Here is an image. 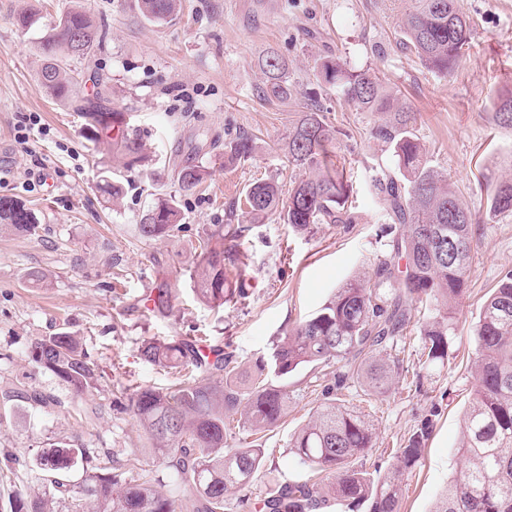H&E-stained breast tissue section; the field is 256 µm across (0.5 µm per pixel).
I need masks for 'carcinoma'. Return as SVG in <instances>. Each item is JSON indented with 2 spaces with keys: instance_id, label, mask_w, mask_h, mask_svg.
Instances as JSON below:
<instances>
[{
  "instance_id": "1",
  "label": "carcinoma",
  "mask_w": 512,
  "mask_h": 512,
  "mask_svg": "<svg viewBox=\"0 0 512 512\" xmlns=\"http://www.w3.org/2000/svg\"><path fill=\"white\" fill-rule=\"evenodd\" d=\"M137 8L149 20L171 21L180 11V0H137ZM474 30L475 22L459 10L456 0H410L398 19L396 46L429 72L446 77L472 47ZM103 37V29L85 8L77 4L65 10L40 41V85L60 101L75 97L83 78L71 62L87 59ZM262 70L261 97L294 100L283 57L275 52L266 56ZM314 70L325 91L336 90L340 106L375 114L371 137L396 159L395 170H376L369 182L391 223L402 228L377 256L373 277L350 281L315 315L285 330L270 359L254 363L245 389L224 360L210 369L203 366L190 342L177 337L144 341L141 356L177 375L166 389L140 388L130 397L153 455L129 459L130 476L125 477L110 455L96 458L87 468L82 449L53 444L34 459L42 489L17 491L10 512H224L228 489L254 482L265 458V450L257 445L224 448L226 413L243 414L244 424L255 433L273 427L288 406V378L308 367L333 366L339 388L357 379L371 396L387 397L399 365L393 348L412 323L417 302L435 303V316L417 327L422 369L448 360L454 331L451 309L467 286L474 226L483 219L512 215V176L491 186L485 217L478 216L448 175L428 164L415 130L416 113L391 102L375 69L354 68L338 56L316 60ZM328 112L326 98L310 96L288 128L282 146L289 164L300 171L289 183L288 197L277 183L256 181L230 202L226 223L211 225L197 240L191 275L197 300L220 308L234 294L244 295L239 254L224 249V241L239 243L249 230L234 223L240 210L253 223L276 214L298 234L310 233L319 224L352 223L357 191L347 171L349 161L337 148L340 129ZM114 114L111 109L83 112L85 129L96 138L110 134ZM494 119L512 127V90L498 96ZM139 151L140 143L128 131L112 137L113 156L133 163ZM253 151V139L246 134L224 143L229 163L245 162ZM175 173L179 186L187 190L206 179L198 165H183ZM180 219L175 199H161L134 232L140 239L156 241L177 229ZM2 222L30 236L39 229L35 212L8 196L0 197ZM173 302L171 286L158 284L153 310L169 312ZM474 341L476 388L461 432L463 465L448 481L435 512H512V272L484 302ZM30 358L76 395L89 392L98 381L97 364L69 332L38 340ZM430 427V420L422 422L399 449L395 468L375 478L355 467L375 445L372 424L362 412L333 397L290 441L302 465L330 475L332 482L297 480L271 487L262 510L316 512L334 500L349 510L366 503L368 512H398ZM161 469L178 481L179 495L162 490Z\"/></svg>"
}]
</instances>
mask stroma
Returning a JSON list of instances; mask_svg holds the SVG:
<instances>
[{
    "mask_svg": "<svg viewBox=\"0 0 512 512\" xmlns=\"http://www.w3.org/2000/svg\"><path fill=\"white\" fill-rule=\"evenodd\" d=\"M70 2L0 0V196L24 201L40 222L33 237L0 225V462H13L12 473L0 479V512H8L15 491L35 485L31 461L49 444L119 462L150 453L124 390L161 388L172 376L142 359L143 340L201 339L236 371L246 370L348 280L372 276L377 255L398 235V225L387 223L381 202L365 189L373 169L395 167L391 151L370 136L374 115L337 108L330 118L348 133L340 149L363 186L353 223L321 224L305 235L293 234L274 215L250 225L242 248L244 298L220 309L196 299L190 240L224 223L227 202L249 184H285L293 174L280 142L298 114L256 94L267 51L285 57L288 81L301 96L319 90L317 58L337 54L352 66L375 68L418 112L431 165L447 173L476 212H484L491 183L512 155V129L493 118L494 91L512 88V0H458L476 30L469 54L445 78L396 49L404 0H182L179 17L169 23L146 20L135 0H80L104 24L105 36L80 65L78 97L63 103L39 83V41L57 9ZM21 10L36 18L25 31L14 24ZM378 45L386 49L381 60L373 54ZM96 74L105 81L108 106L133 115L142 145L134 165L114 158L106 140L85 130L79 110L97 101ZM27 114L39 122L23 146L17 126ZM240 132L254 140L248 161L228 164L219 147H197L201 139L219 143ZM184 164L205 167L201 191L180 189L174 171ZM105 175L120 183L119 202L99 190ZM170 195L180 206L182 230L140 241L133 224ZM475 243L469 289L456 305L454 358L418 373L420 340L407 331L399 343L402 370L387 400L371 405L355 394L349 398L368 411L375 428V447L358 460L375 476L395 466L393 448L424 419L433 421L400 512H433L461 466L458 444L475 387L473 329L489 289L512 271V218L481 223ZM34 270L43 284L29 283ZM163 278L176 299L172 313L160 316L148 298ZM61 331L80 336L98 365L96 388L80 396L29 357L38 339ZM334 384L332 375L299 370L289 381L288 410L274 427L256 437L241 426L228 433L232 448L259 440L265 461L249 487L226 493L227 512H258L269 487L308 476L289 442ZM34 390L52 396V403L29 402Z\"/></svg>",
    "mask_w": 512,
    "mask_h": 512,
    "instance_id": "stroma-1",
    "label": "stroma"
}]
</instances>
